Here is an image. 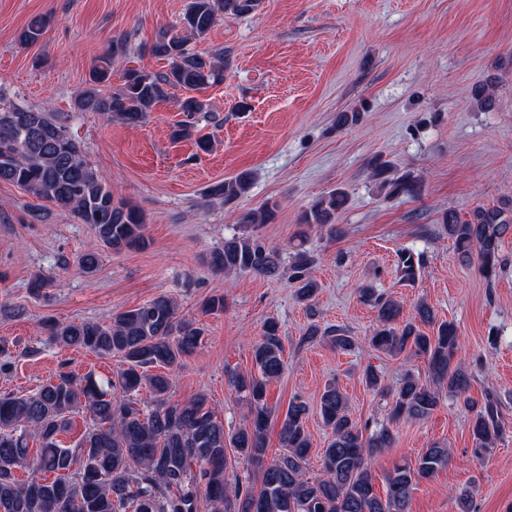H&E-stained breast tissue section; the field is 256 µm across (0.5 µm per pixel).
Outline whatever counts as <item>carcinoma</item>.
Wrapping results in <instances>:
<instances>
[{"mask_svg": "<svg viewBox=\"0 0 512 512\" xmlns=\"http://www.w3.org/2000/svg\"><path fill=\"white\" fill-rule=\"evenodd\" d=\"M257 0H189L179 25L160 31L151 54L167 61L162 72L130 68L118 91L107 95L100 87L110 80L102 59L89 73L88 87L76 101L82 112H95L134 126L146 120L173 89L188 93L179 103L185 119L173 129L175 140L193 136L206 103L194 93L223 81L222 53L207 58L189 43L200 40L220 20L251 13ZM47 19L28 22L22 42H37ZM370 175L388 196L414 197L422 184L411 174L396 175L386 163L371 165ZM0 182L17 186L32 198L89 224L107 250L122 252L146 242L145 219L135 206L115 198L112 188L89 163L82 145L52 112L3 105L0 107ZM245 173L224 179L209 196L228 203L248 189ZM347 203L343 191L314 201L300 216L313 229L335 231L336 213ZM277 204H265L240 216L245 225L270 224ZM443 229L459 258L476 257L479 272L491 281L502 260L501 243L512 232V208L478 207L466 219L454 211L442 218ZM281 252L259 238L239 233L209 253V267L219 273L274 276L282 266ZM312 259L299 249L292 259L291 279L296 298L313 310L319 285L310 274ZM397 271L407 281L418 279L424 263L409 250L397 254ZM363 300L378 312V325L365 345L395 357L407 351L422 357L431 382L406 371L389 390L378 372L367 367L368 387L392 396L388 422L373 432L355 422L345 394L336 382L325 384L320 415L331 431L321 456L320 473L309 475L311 437L306 431L308 404L298 398L288 404L280 428L282 451L265 462L272 411L267 382L285 367L280 324L268 320L253 346L254 373L233 375L229 384L248 406L244 423L224 428L207 397L173 398L172 373L204 341V330L179 315L177 300L160 295L112 316L107 325L93 321L40 323L50 343L74 351L118 357L123 368L112 379L99 381L61 365L54 377L28 394L0 393V512H409L417 487L432 480L450 462L448 449L434 444L413 465H397L385 477V493L376 490L374 461L394 447L396 423L423 420L439 402L436 386L465 397L472 376L456 360L459 337L451 321L439 322L424 303L416 306L419 321L399 323L402 307L367 285ZM432 327L424 332L420 324ZM323 338L340 350L355 339L337 328L310 323L300 338L304 346ZM90 416L91 425L71 446L62 444L73 416ZM472 455L484 460L501 440L503 426L497 402L486 399L469 420ZM37 447H32V444ZM255 466L260 487L251 475L226 477L228 449ZM27 472L24 479L19 472Z\"/></svg>", "mask_w": 512, "mask_h": 512, "instance_id": "carcinoma-1", "label": "carcinoma"}]
</instances>
